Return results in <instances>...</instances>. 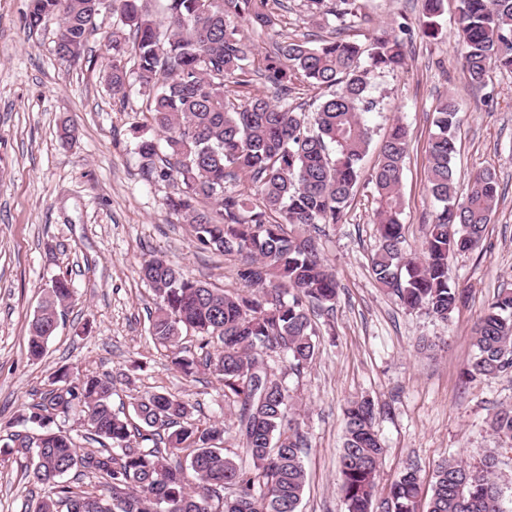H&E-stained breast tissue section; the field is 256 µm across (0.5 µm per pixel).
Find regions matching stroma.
Returning a JSON list of instances; mask_svg holds the SVG:
<instances>
[{
    "mask_svg": "<svg viewBox=\"0 0 512 512\" xmlns=\"http://www.w3.org/2000/svg\"><path fill=\"white\" fill-rule=\"evenodd\" d=\"M30 0H0V439L13 431L24 406L38 401L60 367L111 375L114 407L148 391L166 392L194 406L201 424L223 419L233 425L237 406L226 403L210 371L184 377L172 369L148 337L147 312L155 296L140 279V263L162 257L194 277L233 294L244 291L236 271L239 256L204 252L182 218L164 205L175 183L151 182L132 128L143 123L146 99L137 88L114 96L104 80L112 42L132 66L127 27L103 13L83 59L75 65L53 54L58 17L25 30ZM354 27L313 17L305 0H268L275 19L265 29L240 23L245 40L265 55L273 41L329 39L335 35L368 43L380 26L404 19L417 24L421 0H357ZM458 0H446L441 38L414 37L404 70L371 73L379 109L366 113L374 131L361 163L371 173L388 126L402 122L410 153L402 179L403 248L421 255L425 223L437 203L427 190L426 147L433 112L445 96L460 104L453 169L459 189L484 169L496 170L502 194L482 246L454 258L448 276L465 292L448 321L408 310L373 280L370 257L377 247L375 203L370 185H360L344 223L320 226L314 238L340 284L336 306L316 312L320 343L301 371L286 359L269 362L296 402L307 434V474L300 512H345L337 480L344 434L343 407L356 396L376 406V430L384 446L378 489L386 491L404 466L421 477V499L431 494L436 466L449 459L471 463L494 457L512 512V448L488 427L496 404H512V381H466L473 328L503 288H512V73L492 72L486 86L473 84L463 68L451 25ZM68 122L75 139L58 146L57 130ZM65 273L75 289L44 356H27L29 325L50 280ZM144 370H131L132 361ZM19 462L0 463V512H28L41 496Z\"/></svg>",
    "mask_w": 512,
    "mask_h": 512,
    "instance_id": "35a3bbf8",
    "label": "stroma"
}]
</instances>
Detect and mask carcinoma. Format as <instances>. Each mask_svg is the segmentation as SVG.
Returning a JSON list of instances; mask_svg holds the SVG:
<instances>
[{
    "instance_id": "obj_1",
    "label": "carcinoma",
    "mask_w": 512,
    "mask_h": 512,
    "mask_svg": "<svg viewBox=\"0 0 512 512\" xmlns=\"http://www.w3.org/2000/svg\"><path fill=\"white\" fill-rule=\"evenodd\" d=\"M165 21L150 19L139 0H110L109 10L129 28L136 68L112 60L108 85L125 95L136 84L146 96L150 123L133 128L145 175L174 181L179 191L167 210L190 224L203 250L237 253L238 277L249 287L226 295L170 261L152 257L142 279L156 296L148 335L185 376L200 366L211 371L224 401L238 406L235 437L249 463L223 448L226 429L191 417V405L170 394L141 395L132 413L112 410L115 385L109 375L72 376L62 370L53 388L21 415L24 429L8 435L0 453L25 461L29 481L49 487L33 512H299L306 472V436L290 413V394L265 361L281 353L297 370L317 352L310 310L331 311L338 283L319 256L309 228L338 224L363 178L361 161L372 131L362 114L373 111L367 76L407 64L413 29L398 22L366 45L333 40L282 41L264 56L259 76L268 89L286 90L300 80L330 91L306 112L283 97L272 101L253 85L252 46L231 18L267 28L265 0H166ZM419 32H443L445 0H422ZM309 12L331 16L337 26L357 22L356 0H307ZM100 0H30L24 28L59 18L56 57L75 62L84 54ZM455 35L471 81L486 83L494 70L512 72V0H459ZM460 108L448 96L435 108L427 146V188L438 207L427 221L423 256L403 251L401 184L409 152L407 128L396 122L382 142L368 182L376 204L378 249L371 258L374 280L410 310L446 321L461 300L448 279V263L482 244L499 199L500 182L489 169L458 197L452 159ZM240 174L246 191H226ZM258 196L260 203L253 202ZM210 200L216 210L199 207ZM74 297L71 279L51 280L30 324L28 353L39 358L54 324ZM200 337L196 357L182 347L183 333ZM215 352H210L212 343ZM465 375L473 380L512 379V289L504 288L473 330V355ZM78 408L84 413L80 447L54 419ZM375 404L352 399L344 409V436L337 463L347 512H374L383 445L375 430ZM489 427L512 447V405H500ZM494 460L438 464L431 495L420 506L418 471L407 467L390 484L382 512H505ZM82 470L86 487L64 477Z\"/></svg>"
}]
</instances>
